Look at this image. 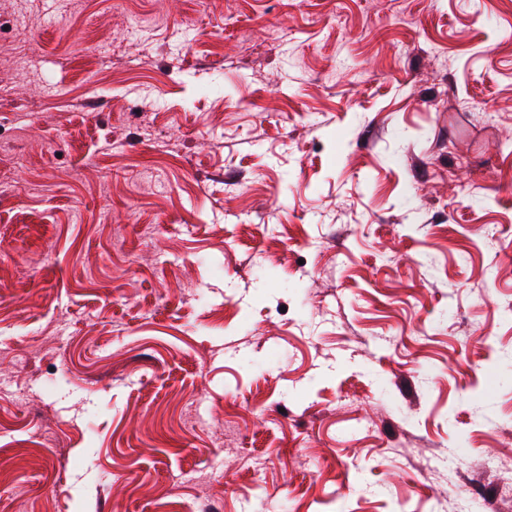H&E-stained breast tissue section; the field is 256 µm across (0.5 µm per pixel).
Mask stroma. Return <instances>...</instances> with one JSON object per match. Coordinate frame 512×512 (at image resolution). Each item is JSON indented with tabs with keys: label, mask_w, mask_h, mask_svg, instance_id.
<instances>
[{
	"label": "stroma",
	"mask_w": 512,
	"mask_h": 512,
	"mask_svg": "<svg viewBox=\"0 0 512 512\" xmlns=\"http://www.w3.org/2000/svg\"><path fill=\"white\" fill-rule=\"evenodd\" d=\"M0 24V512H512V0Z\"/></svg>",
	"instance_id": "obj_1"
}]
</instances>
